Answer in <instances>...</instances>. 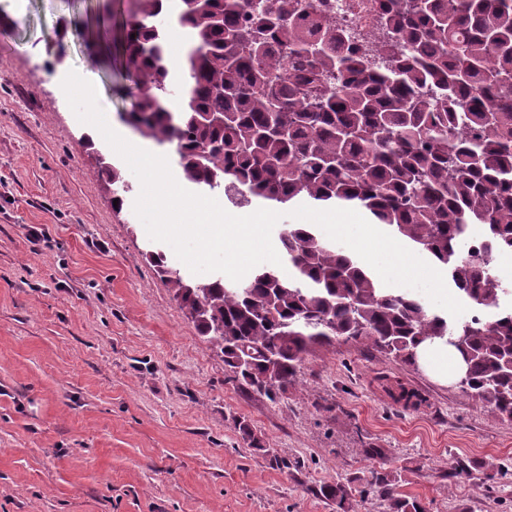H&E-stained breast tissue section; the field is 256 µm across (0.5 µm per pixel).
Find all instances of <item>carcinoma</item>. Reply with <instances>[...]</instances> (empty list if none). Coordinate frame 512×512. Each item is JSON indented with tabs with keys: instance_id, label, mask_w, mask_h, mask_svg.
<instances>
[{
	"instance_id": "1",
	"label": "carcinoma",
	"mask_w": 512,
	"mask_h": 512,
	"mask_svg": "<svg viewBox=\"0 0 512 512\" xmlns=\"http://www.w3.org/2000/svg\"><path fill=\"white\" fill-rule=\"evenodd\" d=\"M379 11L392 41L360 48L309 0H135L122 52L140 93L122 119L175 145L183 178L236 206L367 211L445 270L468 315L381 287L308 224L279 233L286 278L264 267L242 282H193L162 252L146 257L233 378L271 400L314 344L353 341L413 364L421 345L455 336L468 355L462 392L512 420V288L497 268L512 254V0H380ZM162 14L190 39L178 74ZM103 169L123 205L131 184ZM238 429L268 452L247 421ZM373 485L388 512H424L390 473ZM315 494L352 512L348 484Z\"/></svg>"
}]
</instances>
